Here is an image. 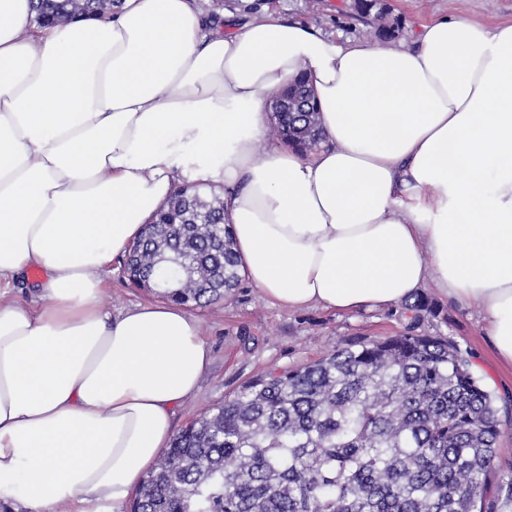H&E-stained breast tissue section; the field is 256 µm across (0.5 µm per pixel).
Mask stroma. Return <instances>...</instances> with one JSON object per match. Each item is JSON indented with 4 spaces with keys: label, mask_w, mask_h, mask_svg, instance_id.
<instances>
[{
    "label": "stroma",
    "mask_w": 512,
    "mask_h": 512,
    "mask_svg": "<svg viewBox=\"0 0 512 512\" xmlns=\"http://www.w3.org/2000/svg\"><path fill=\"white\" fill-rule=\"evenodd\" d=\"M352 3L270 0L269 8L283 18L305 22L322 34L340 33L358 39L364 25L353 18ZM389 4L402 21L399 40L403 43L411 40L420 25L440 16L480 19L490 24L512 21V0H389ZM124 263V258H116L103 275L107 290L101 305L113 315L152 297L151 292L130 286ZM424 291L441 314L425 318L419 333L448 337L468 351L474 373L496 398L501 420L512 421V365L498 357L481 310L442 295L435 280H428ZM193 314L211 348L212 362L195 396L177 410L174 427L178 430L269 369L298 367L352 340L393 336L406 332L408 327L398 303L352 312L320 306L289 310L273 304L244 280L224 300L194 309Z\"/></svg>",
    "instance_id": "1"
}]
</instances>
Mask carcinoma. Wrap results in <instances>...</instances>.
Here are the masks:
<instances>
[{
	"mask_svg": "<svg viewBox=\"0 0 512 512\" xmlns=\"http://www.w3.org/2000/svg\"><path fill=\"white\" fill-rule=\"evenodd\" d=\"M120 0H34V21L112 14ZM367 36L402 28L379 0H358ZM312 90L300 78L273 103L271 134L302 153L321 140ZM125 264L147 288L163 264L183 267L168 300H222L241 276L224 199L174 190ZM404 313L439 308L421 292ZM502 433L495 396L468 354L444 336L353 341L297 368L247 381L201 413L159 458L131 512H499L487 497Z\"/></svg>",
	"mask_w": 512,
	"mask_h": 512,
	"instance_id": "1",
	"label": "carcinoma"
}]
</instances>
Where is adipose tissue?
<instances>
[{"instance_id": "1", "label": "adipose tissue", "mask_w": 512, "mask_h": 512, "mask_svg": "<svg viewBox=\"0 0 512 512\" xmlns=\"http://www.w3.org/2000/svg\"><path fill=\"white\" fill-rule=\"evenodd\" d=\"M0 0V506L127 512L211 363L170 302L104 312L103 272L176 184L220 188L242 275L288 309L405 301L436 276L512 361V22L381 48L192 0L40 27ZM306 79L325 140L256 150ZM32 268L36 298L12 293ZM256 0H196V7L206 16L222 18L226 13H232L236 17H239V7L232 9L229 5H237V3H252Z\"/></svg>"}]
</instances>
